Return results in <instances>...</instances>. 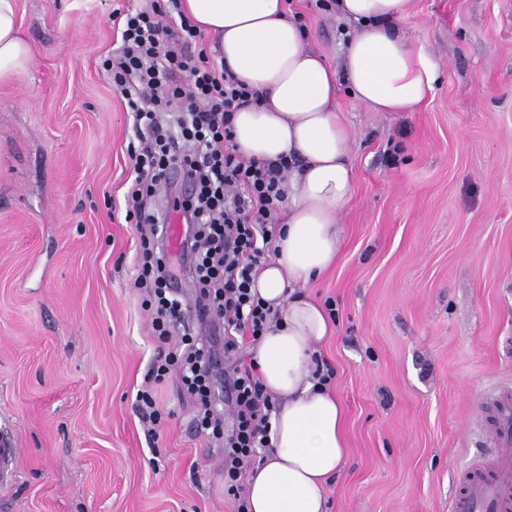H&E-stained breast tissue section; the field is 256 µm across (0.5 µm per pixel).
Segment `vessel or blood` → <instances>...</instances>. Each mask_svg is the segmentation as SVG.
I'll list each match as a JSON object with an SVG mask.
<instances>
[{
    "instance_id": "obj_1",
    "label": "vessel or blood",
    "mask_w": 512,
    "mask_h": 512,
    "mask_svg": "<svg viewBox=\"0 0 512 512\" xmlns=\"http://www.w3.org/2000/svg\"><path fill=\"white\" fill-rule=\"evenodd\" d=\"M18 448L9 429L0 430V486L16 482ZM450 512H512V409H502L488 457L473 461L459 476Z\"/></svg>"
}]
</instances>
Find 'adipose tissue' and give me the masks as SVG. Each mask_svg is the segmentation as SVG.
<instances>
[{
    "label": "adipose tissue",
    "instance_id": "adipose-tissue-1",
    "mask_svg": "<svg viewBox=\"0 0 512 512\" xmlns=\"http://www.w3.org/2000/svg\"><path fill=\"white\" fill-rule=\"evenodd\" d=\"M182 5L201 31L215 37L225 66L260 94L234 114L239 154L296 162L285 183L275 251L254 277V292L279 314L255 347L260 380L278 407L271 447L247 473L249 512H326V483L339 474L346 453L344 413L314 375L330 316L300 289L334 263L339 215L351 200L350 131L339 90L348 88L377 112H410L432 92L437 66L401 29L410 0H337L339 15L357 25L338 65L308 46L285 0ZM31 63L17 0H0V85L26 76Z\"/></svg>",
    "mask_w": 512,
    "mask_h": 512
}]
</instances>
